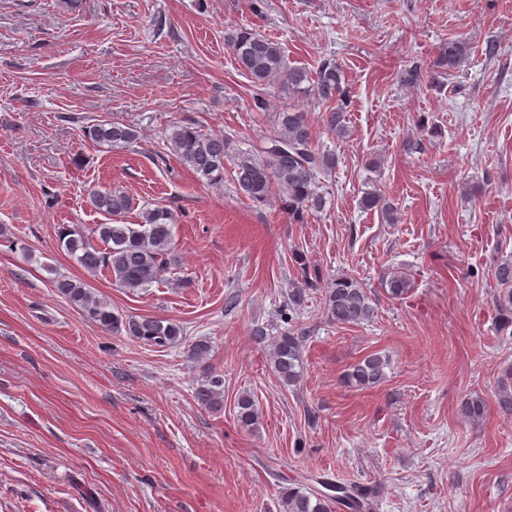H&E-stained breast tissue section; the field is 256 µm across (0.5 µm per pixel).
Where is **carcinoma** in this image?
Instances as JSON below:
<instances>
[{
	"instance_id": "obj_1",
	"label": "carcinoma",
	"mask_w": 512,
	"mask_h": 512,
	"mask_svg": "<svg viewBox=\"0 0 512 512\" xmlns=\"http://www.w3.org/2000/svg\"><path fill=\"white\" fill-rule=\"evenodd\" d=\"M224 42L234 55L239 68L257 87L276 88L292 96L310 95L324 106L318 122L331 134L348 135L344 112L347 91L343 70L333 59H323L309 71L288 64L281 43L257 31L240 26L224 32ZM471 47L462 38H450L442 43L433 67L442 73L459 69L469 58ZM255 110L268 112L272 130L260 148L242 150L235 139L222 134H205L191 122L174 126L168 145L180 162L197 180L210 186L224 185V160H232L236 184L249 199L263 203L275 194L288 201V213L300 216L305 211H321L326 203L323 181L336 168L334 153L316 143L313 121L306 112L292 107L271 110L270 101L262 94L253 97ZM82 136L96 144L119 146L138 138V131L119 123H95L82 127ZM88 204L108 217V222L94 225L86 233L76 224L62 225L58 241L62 250L84 271L95 276L110 272L120 287L135 292L165 281L171 265L176 217L162 205L146 207L141 212V224L134 227L124 217L134 208L133 199L117 189L95 190L88 195ZM365 210L380 213L386 224L399 222V213L379 190L364 193L360 200ZM498 286L495 295L497 323L512 326V256L498 261L493 267ZM57 295L81 311L83 318L103 328L123 332L153 347L165 348L183 340V328L166 319L151 316L124 318L112 311L107 299L81 279L59 275L52 278ZM294 286L288 291L284 309L295 313L308 300L307 287ZM380 287L387 296L402 300L410 293L413 283L406 271H394L380 277ZM374 293L369 285L351 275H340L324 291L323 308L330 322L343 327L358 326L369 321L374 313ZM306 333L296 328L284 329L272 335L263 327L252 329V338L268 348L269 367L284 385L292 386L304 374L302 356ZM210 345L198 340L187 349V357L203 363ZM388 360L370 353L356 362L345 374L347 385L359 390L373 388L386 378ZM197 403L219 411L224 406V375L205 370L195 388ZM497 405L506 416H512V368L500 382ZM237 424L253 430L259 424V410L252 397L245 393L236 403ZM486 402L479 396L465 399L462 415L471 422L483 420ZM322 489H313L295 480L281 491L282 512H332L340 505L348 512H368L373 490L361 486H342L327 482Z\"/></svg>"
}]
</instances>
